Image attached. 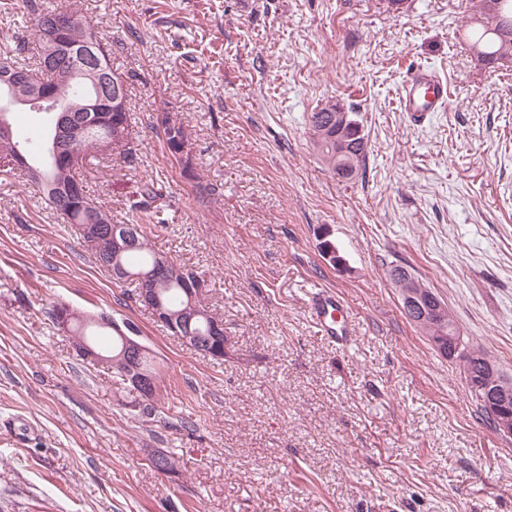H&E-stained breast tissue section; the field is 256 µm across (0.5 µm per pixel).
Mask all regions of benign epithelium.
I'll return each mask as SVG.
<instances>
[{
	"mask_svg": "<svg viewBox=\"0 0 512 512\" xmlns=\"http://www.w3.org/2000/svg\"><path fill=\"white\" fill-rule=\"evenodd\" d=\"M45 38L49 43L46 57L49 63L65 68V76L70 81H77L91 86L94 96L88 100H80L63 106H54L55 123L54 137L50 145L55 167L68 172L72 166L82 161L78 153V145L83 141L88 128L93 125V113L100 111L101 103H110L112 107L125 105L119 82L110 79L104 69L99 48L95 45H76L65 38V29L70 21L52 16L43 22ZM52 102L50 94L39 88L27 75H5L0 78V112H11L20 105H41ZM83 246L99 256L112 252H122L133 248L136 244L134 235L128 230H114L112 227L90 226L83 228ZM394 283L401 299L415 321H423L430 317L447 319L448 308L436 297H428L423 303L413 291L410 273L399 271L393 276ZM140 301L153 312L155 320L166 327L177 329L176 315L155 305L152 293L145 289L138 290ZM95 321L115 331L122 341L120 355L112 359L86 345L82 351L85 358L98 363L110 365L117 362L123 372L124 379L132 386V391L140 394L138 402L132 405L135 410L144 408L156 395L154 376L142 368L143 356L149 348L127 335L111 318L102 315ZM203 354L217 359L224 358V322L215 319L210 325V338L206 342ZM491 404L501 410L503 415L496 422V430L503 437H512V416L508 408L512 406V389L502 388L491 396Z\"/></svg>",
	"mask_w": 512,
	"mask_h": 512,
	"instance_id": "benign-epithelium-1",
	"label": "benign epithelium"
}]
</instances>
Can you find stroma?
Masks as SVG:
<instances>
[{"label":"stroma","mask_w":512,"mask_h":512,"mask_svg":"<svg viewBox=\"0 0 512 512\" xmlns=\"http://www.w3.org/2000/svg\"><path fill=\"white\" fill-rule=\"evenodd\" d=\"M48 2L85 15L130 77L135 159L87 156L90 193L127 224L145 183L162 191L148 240L203 273L228 343L213 360L169 335L0 172V512H512V438L389 277L414 273L512 376V67L469 49L479 0ZM417 68L453 94L422 122L398 106ZM329 102L368 135L350 181L310 138ZM165 115L189 165L169 158ZM318 290L349 306L350 346L321 332ZM56 302L138 324L167 426L78 355L44 313ZM150 448L178 452L179 479Z\"/></svg>","instance_id":"stroma-1"}]
</instances>
